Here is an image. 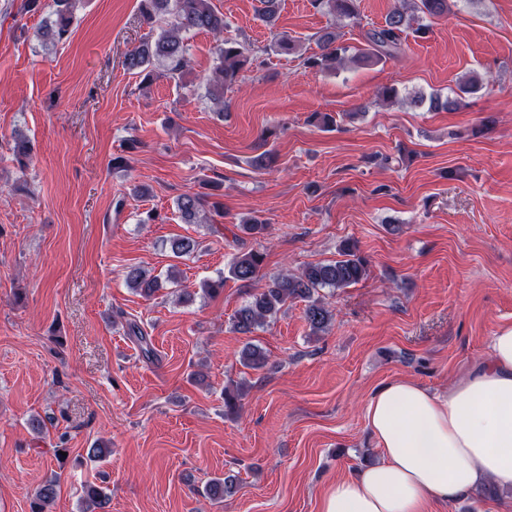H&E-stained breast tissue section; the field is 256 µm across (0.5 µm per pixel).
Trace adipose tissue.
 Here are the masks:
<instances>
[{
    "instance_id": "obj_1",
    "label": "adipose tissue",
    "mask_w": 512,
    "mask_h": 512,
    "mask_svg": "<svg viewBox=\"0 0 512 512\" xmlns=\"http://www.w3.org/2000/svg\"><path fill=\"white\" fill-rule=\"evenodd\" d=\"M365 419L381 459L336 479L320 512H429L486 487L512 491V326L498 327L487 360L444 392L383 384Z\"/></svg>"
}]
</instances>
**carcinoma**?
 Segmentation results:
<instances>
[{"label": "carcinoma", "mask_w": 512, "mask_h": 512, "mask_svg": "<svg viewBox=\"0 0 512 512\" xmlns=\"http://www.w3.org/2000/svg\"><path fill=\"white\" fill-rule=\"evenodd\" d=\"M83 0H51L45 5L42 0H23V9L39 11L49 8L48 17L37 31V37L47 46H55L69 38L75 14ZM261 7L258 15L268 25L274 24L279 0H259ZM385 16L384 24L365 32L367 47L347 56L349 48L340 44L342 35L334 27H328L318 34L316 44L318 52L302 59L306 68L320 72H334L346 62L359 67L372 66L395 57L402 45L403 35L413 32L423 37L429 32L427 18L442 17L448 14V0H413L411 8H406V0H397ZM311 5L325 10L339 19L358 23L360 13L357 0H311ZM139 12L148 24H161L157 35L143 38L139 44L127 50L123 57L126 70L141 77L147 84L154 79V67L161 62L165 72L172 78H181L188 67V48L185 36L198 32H208L216 37V63L206 79L208 95L215 101L218 109H224V91L238 82L250 58L246 45L236 38L224 35L229 23L224 13L218 11L212 0H139ZM483 85L482 79L475 73L459 83L458 93L445 98L439 95L410 97V104L420 107L428 104L431 110H457L462 104V96L478 91ZM12 161L20 173H25L33 155V142L23 136L13 138L10 147ZM206 199L199 194L186 193L177 200V208L182 221L186 224H200V212L204 211ZM198 242L190 237L174 238L170 242L171 252L176 257L193 254ZM262 255L249 251L234 257L229 266L230 276L238 281L251 282L261 270ZM368 275L366 260L354 249L345 247L340 258L326 262L309 264L298 273L282 272L269 278L265 288L243 307L233 318L234 331L247 335L268 324L282 309L295 301L305 303V319L312 331L318 335L328 330L333 313L327 303L318 296L324 288L339 289L354 285ZM125 282L142 298L149 300L164 284H178L177 277L150 275L139 266L129 267L124 274ZM127 335L136 339L145 357L153 356L148 336L135 321L127 323ZM243 365L251 369H260L267 364L266 353L258 346L248 343L241 352ZM61 476L58 474L37 487L30 500V512H47L59 488ZM234 477L216 478L205 487V495L211 499H222L234 493ZM108 487L88 484L83 489V499L88 503L84 512H107L110 505Z\"/></svg>", "instance_id": "cac0c4a2"}]
</instances>
